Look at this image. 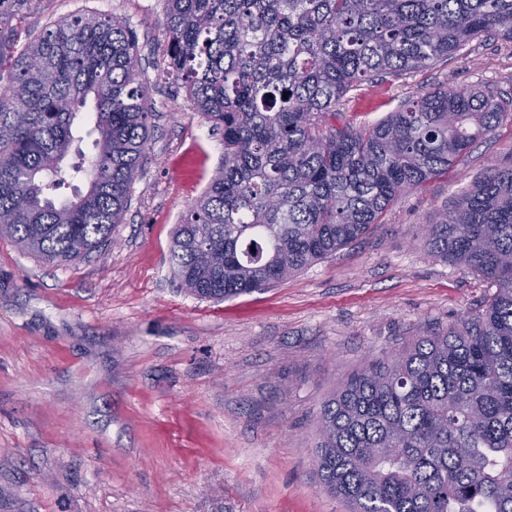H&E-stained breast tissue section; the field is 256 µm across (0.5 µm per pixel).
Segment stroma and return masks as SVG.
Returning a JSON list of instances; mask_svg holds the SVG:
<instances>
[{
	"instance_id": "obj_1",
	"label": "stroma",
	"mask_w": 512,
	"mask_h": 512,
	"mask_svg": "<svg viewBox=\"0 0 512 512\" xmlns=\"http://www.w3.org/2000/svg\"><path fill=\"white\" fill-rule=\"evenodd\" d=\"M76 14L134 32L153 116L122 224L99 251L46 262L0 237V512H346L315 466L322 401L358 366L445 331L495 287L420 236L512 127L398 197L362 240L217 302L181 290L174 229L224 162V138L166 76L164 0H32L30 36ZM512 99V42L351 91L337 124L375 123L442 83Z\"/></svg>"
}]
</instances>
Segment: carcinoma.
I'll list each match as a JSON object with an SVG mask.
<instances>
[{
    "instance_id": "obj_1",
    "label": "carcinoma",
    "mask_w": 512,
    "mask_h": 512,
    "mask_svg": "<svg viewBox=\"0 0 512 512\" xmlns=\"http://www.w3.org/2000/svg\"><path fill=\"white\" fill-rule=\"evenodd\" d=\"M30 2L0 0V236L68 262L122 222L152 112L119 18L73 16L22 44ZM165 12L167 74L224 134V165L170 248L201 298L335 255L512 123V103L448 83L376 124L330 122L363 84L480 37L512 41V0H165ZM85 135L91 164L64 167ZM75 180L85 190L59 200ZM424 245L496 292L341 381L321 403L317 472L350 512H512V167L489 165Z\"/></svg>"
}]
</instances>
